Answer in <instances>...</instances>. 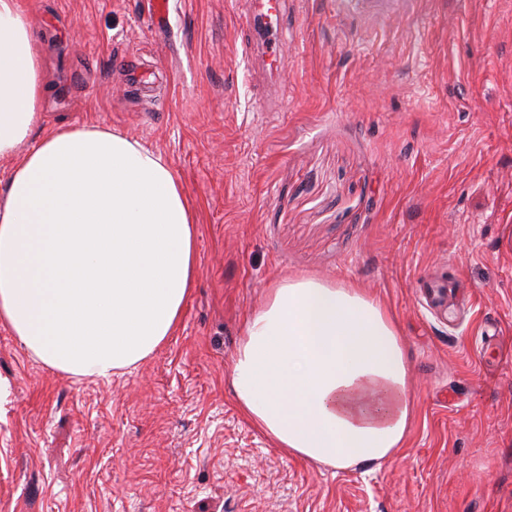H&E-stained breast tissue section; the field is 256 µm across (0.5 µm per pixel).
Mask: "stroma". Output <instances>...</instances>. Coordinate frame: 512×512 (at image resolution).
Returning <instances> with one entry per match:
<instances>
[{
    "label": "stroma",
    "instance_id": "1",
    "mask_svg": "<svg viewBox=\"0 0 512 512\" xmlns=\"http://www.w3.org/2000/svg\"><path fill=\"white\" fill-rule=\"evenodd\" d=\"M25 0L44 127L98 124L169 160L199 210L173 336L108 380L0 326V512H512V0H292L284 67L244 0ZM463 281L448 311L416 280ZM289 276L352 285L411 368L403 453L338 470L239 412L231 361Z\"/></svg>",
    "mask_w": 512,
    "mask_h": 512
}]
</instances>
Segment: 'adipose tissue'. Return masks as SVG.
I'll use <instances>...</instances> for the list:
<instances>
[{"label":"adipose tissue","mask_w":512,"mask_h":512,"mask_svg":"<svg viewBox=\"0 0 512 512\" xmlns=\"http://www.w3.org/2000/svg\"><path fill=\"white\" fill-rule=\"evenodd\" d=\"M36 20L0 0V324L72 377L108 379L176 330L196 272L198 211L164 156L125 133L62 124L33 139L44 75ZM398 325L359 288L291 276L248 319L236 404L283 453L344 470L407 442Z\"/></svg>","instance_id":"obj_1"}]
</instances>
